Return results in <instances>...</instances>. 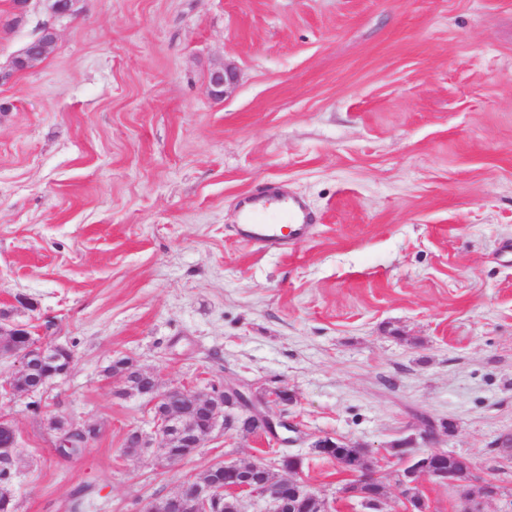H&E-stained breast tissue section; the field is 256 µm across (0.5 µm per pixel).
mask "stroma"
Listing matches in <instances>:
<instances>
[{
	"label": "stroma",
	"instance_id": "obj_1",
	"mask_svg": "<svg viewBox=\"0 0 512 512\" xmlns=\"http://www.w3.org/2000/svg\"><path fill=\"white\" fill-rule=\"evenodd\" d=\"M0 319L75 356L44 391L0 389L18 512H146L215 461L300 455L327 498L331 436L407 439L499 482L512 512V0H80L52 19L0 0ZM235 88L212 98L224 64ZM276 184L315 227L282 255L237 234ZM166 387L288 388V443L216 429L180 461L129 456ZM95 428L56 452L52 419ZM433 433L421 437L422 419Z\"/></svg>",
	"mask_w": 512,
	"mask_h": 512
}]
</instances>
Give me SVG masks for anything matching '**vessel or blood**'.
<instances>
[{
	"label": "vessel or blood",
	"mask_w": 512,
	"mask_h": 512,
	"mask_svg": "<svg viewBox=\"0 0 512 512\" xmlns=\"http://www.w3.org/2000/svg\"><path fill=\"white\" fill-rule=\"evenodd\" d=\"M240 236L260 252H284L309 237L312 217L298 199L260 190L238 204Z\"/></svg>",
	"instance_id": "1"
}]
</instances>
